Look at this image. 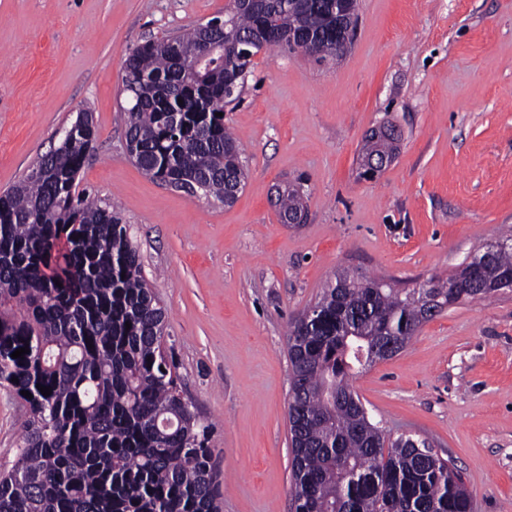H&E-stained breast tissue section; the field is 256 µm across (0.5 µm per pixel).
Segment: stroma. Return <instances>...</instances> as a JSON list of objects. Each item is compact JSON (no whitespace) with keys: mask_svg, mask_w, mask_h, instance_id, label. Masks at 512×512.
Wrapping results in <instances>:
<instances>
[{"mask_svg":"<svg viewBox=\"0 0 512 512\" xmlns=\"http://www.w3.org/2000/svg\"><path fill=\"white\" fill-rule=\"evenodd\" d=\"M228 0H0V191L91 113L77 191L117 205L168 308L165 351L201 423L224 512H291V319L340 270L411 288L512 228V0H358L348 53L260 51L224 121L247 178L233 205L143 174L127 154L124 60L149 37L223 16ZM401 132L359 178L366 134ZM303 178L302 223L276 186ZM352 387L386 435L451 461L474 512H512V292L426 322ZM25 407L0 386V470Z\"/></svg>","mask_w":512,"mask_h":512,"instance_id":"obj_1","label":"stroma"}]
</instances>
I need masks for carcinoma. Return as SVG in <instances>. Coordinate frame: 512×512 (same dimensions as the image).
Instances as JSON below:
<instances>
[{
  "instance_id": "1",
  "label": "carcinoma",
  "mask_w": 512,
  "mask_h": 512,
  "mask_svg": "<svg viewBox=\"0 0 512 512\" xmlns=\"http://www.w3.org/2000/svg\"><path fill=\"white\" fill-rule=\"evenodd\" d=\"M284 2L230 0L224 18L211 19L222 47L202 65L193 55L201 25L128 52L125 139L145 175L189 178L234 202L245 165L220 112L240 99L251 55L343 57L332 0ZM69 130L0 193V385L28 411L17 460L0 471V512H222L208 427L164 358L167 308L142 276L120 212L75 190L97 127L82 112ZM399 143L372 135L365 156L392 158ZM307 200L297 182L277 191L275 206L285 219ZM427 282L396 288L339 272L322 289L318 322L291 324L292 512H473L459 472L409 437L387 439L350 381L371 363L370 347L384 342L382 357L397 355L445 308L511 291L512 234L494 240L479 267Z\"/></svg>"
}]
</instances>
